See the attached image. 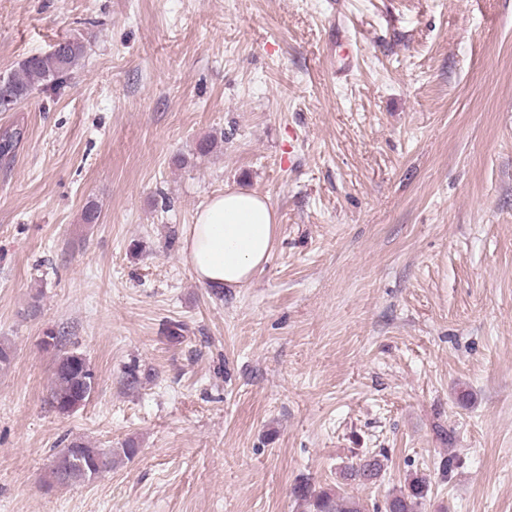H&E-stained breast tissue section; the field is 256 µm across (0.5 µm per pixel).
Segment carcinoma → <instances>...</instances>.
Here are the masks:
<instances>
[{
    "label": "carcinoma",
    "mask_w": 512,
    "mask_h": 512,
    "mask_svg": "<svg viewBox=\"0 0 512 512\" xmlns=\"http://www.w3.org/2000/svg\"><path fill=\"white\" fill-rule=\"evenodd\" d=\"M85 46L77 40L61 42L53 52L26 59L17 70L3 76L13 90L28 98L40 86L57 84L77 65L84 56ZM22 140V130L6 128L0 132V162L9 163L17 145ZM96 375L85 354L78 351L60 355L53 371L50 404L61 414H69L89 400L94 392ZM135 448L116 451L97 448L90 442L74 440L60 450L50 469L49 478L59 485L92 482L112 471L116 457L133 458ZM382 461L375 456H365L344 466V480L361 483L372 481L381 475ZM429 480L415 475L403 488L391 493L386 501V512H419L430 493ZM295 496L307 507L308 512H365L364 506L351 496L333 494L326 490L316 491L309 483L294 487Z\"/></svg>",
    "instance_id": "cac0c4a2"
}]
</instances>
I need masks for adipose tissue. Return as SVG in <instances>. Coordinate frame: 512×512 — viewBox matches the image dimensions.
<instances>
[{
  "label": "adipose tissue",
  "instance_id": "obj_1",
  "mask_svg": "<svg viewBox=\"0 0 512 512\" xmlns=\"http://www.w3.org/2000/svg\"><path fill=\"white\" fill-rule=\"evenodd\" d=\"M277 237L276 211L268 197L246 187L225 188L188 225L183 256L206 288H239L267 263Z\"/></svg>",
  "mask_w": 512,
  "mask_h": 512
}]
</instances>
